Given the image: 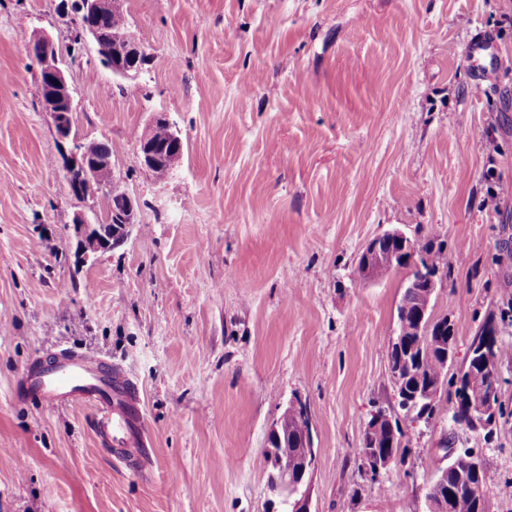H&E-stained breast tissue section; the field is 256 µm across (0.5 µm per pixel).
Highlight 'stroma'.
<instances>
[{"mask_svg": "<svg viewBox=\"0 0 512 512\" xmlns=\"http://www.w3.org/2000/svg\"><path fill=\"white\" fill-rule=\"evenodd\" d=\"M73 0H0V512H265L267 438L305 404L311 512H423L452 432L401 419L396 460L372 478L365 426L392 409L389 340L409 270L365 281V243L399 230L448 243L432 314L457 361L512 308V0H122L146 62L114 76L73 46ZM51 35L73 131L106 144L138 204L126 242L80 263L75 195L41 108L28 40ZM479 35L491 45L465 56ZM184 142L166 177L135 163L154 114ZM67 348L138 383L149 465L114 461L94 407L18 399L30 361ZM508 425L484 449L485 512H512Z\"/></svg>", "mask_w": 512, "mask_h": 512, "instance_id": "obj_1", "label": "stroma"}]
</instances>
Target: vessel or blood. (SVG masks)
Listing matches in <instances>:
<instances>
[{"mask_svg": "<svg viewBox=\"0 0 512 512\" xmlns=\"http://www.w3.org/2000/svg\"><path fill=\"white\" fill-rule=\"evenodd\" d=\"M17 391L46 410L95 405L94 432L112 457L132 469L145 467L146 420L136 385L124 371L100 357L63 350L49 362L29 364Z\"/></svg>", "mask_w": 512, "mask_h": 512, "instance_id": "obj_1", "label": "vessel or blood"}]
</instances>
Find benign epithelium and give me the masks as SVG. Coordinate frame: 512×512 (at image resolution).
Segmentation results:
<instances>
[{"mask_svg": "<svg viewBox=\"0 0 512 512\" xmlns=\"http://www.w3.org/2000/svg\"><path fill=\"white\" fill-rule=\"evenodd\" d=\"M122 0H79L84 15L99 18L121 10ZM97 47L100 59L109 63L112 74L127 77L140 71V59L144 55L142 44L129 47L124 44V36L115 32L112 37L99 36L93 29L87 30ZM26 50L39 64V79L42 92V109L47 112L55 127L60 143L69 146L65 170L72 191L82 195L101 186H106L110 195L117 198L119 208L112 209V232L106 236L97 231V225L103 218H92L85 214L74 217L72 224L78 237L81 259L87 261L96 255L114 250L125 243L136 224L137 203L113 182L106 183L112 175V157L99 159L95 156L97 144L83 143L73 133L71 119L72 93L62 68L63 59L53 38L47 34L33 37ZM164 125L169 130V140L159 141L155 138V129ZM183 140L165 113L155 115L140 137L139 157L141 166L163 177L181 160ZM411 239L400 231H390L370 239L364 246L358 261L357 272L360 278L374 280L378 266L398 267L406 264L410 252ZM423 287L435 292L437 285L448 278L447 270L436 269L421 272ZM494 328L487 327L483 337L469 349V358L473 367L456 377L459 389L458 402L466 408L470 425L477 431L497 432L499 427L498 404L494 401V389L497 384H488L484 375L495 372L492 352L495 348ZM362 454L372 461L374 474L379 475L394 461L388 453H379L375 448H362ZM448 460L455 467L462 466L478 478L485 470L483 454L474 448H450ZM268 462L275 472V482L271 490L275 501L271 509L282 502L292 501V512H311L309 481H292L295 467L278 458L274 450L267 449ZM424 512H447L446 499L436 491V486L429 485L424 496Z\"/></svg>", "mask_w": 512, "mask_h": 512, "instance_id": "benign-epithelium-1", "label": "benign epithelium"}]
</instances>
